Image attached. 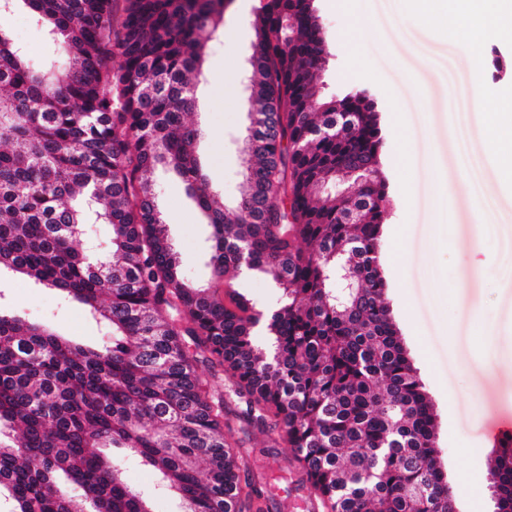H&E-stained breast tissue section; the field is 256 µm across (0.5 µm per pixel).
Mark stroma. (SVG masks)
I'll list each match as a JSON object with an SVG mask.
<instances>
[{
    "instance_id": "obj_1",
    "label": "stroma",
    "mask_w": 512,
    "mask_h": 512,
    "mask_svg": "<svg viewBox=\"0 0 512 512\" xmlns=\"http://www.w3.org/2000/svg\"><path fill=\"white\" fill-rule=\"evenodd\" d=\"M258 0H231L210 43L189 116L203 131L196 155L226 202L239 197L241 138L249 123L240 83L252 54ZM330 46L320 72L324 92L369 89L384 107V173L389 216L381 266L385 298L401 341L418 369L437 416L436 446L449 484L465 481L457 512H493L490 466L501 433L512 431V188L494 161L483 123L490 101H473L474 55L493 91L512 94V41L480 31L478 51L438 26L418 24L409 0H318ZM401 115L393 117L390 103ZM465 109L458 139L453 105ZM467 144L481 165L485 201L472 196L459 155ZM157 203L182 268L206 283L212 228L184 182L165 168L152 174ZM445 188V207L435 201ZM11 310L48 323L85 345L106 331L82 305L32 281L0 275ZM244 404L224 401L231 440H245L255 484L269 512H311L310 496L287 442H271L250 424Z\"/></svg>"
}]
</instances>
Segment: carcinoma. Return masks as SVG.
I'll list each match as a JSON object with an SVG mask.
<instances>
[{"label":"carcinoma","instance_id":"cac0c4a2","mask_svg":"<svg viewBox=\"0 0 512 512\" xmlns=\"http://www.w3.org/2000/svg\"><path fill=\"white\" fill-rule=\"evenodd\" d=\"M115 2L0 0V271L84 305L109 333L85 346L0 312L9 512H151L124 480L129 459L183 512H251L260 491L211 383L224 373L251 423L292 448L322 512H452L436 415L384 297L380 112L319 87L315 0L253 12L254 125L232 207L185 121L225 0H122L117 19ZM19 10L42 60L12 34ZM159 165L212 227L206 285L168 237L147 179ZM87 224L107 228L99 251L76 247ZM245 271L271 279L276 309L234 288ZM490 474L496 512H512V437Z\"/></svg>","mask_w":512,"mask_h":512}]
</instances>
